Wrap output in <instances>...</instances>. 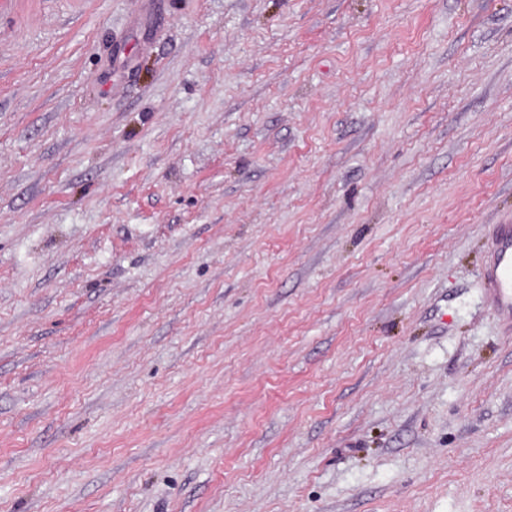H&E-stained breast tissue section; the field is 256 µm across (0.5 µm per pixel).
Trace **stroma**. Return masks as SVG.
I'll list each match as a JSON object with an SVG mask.
<instances>
[{"instance_id":"stroma-1","label":"stroma","mask_w":512,"mask_h":512,"mask_svg":"<svg viewBox=\"0 0 512 512\" xmlns=\"http://www.w3.org/2000/svg\"><path fill=\"white\" fill-rule=\"evenodd\" d=\"M512 0H0V512H512ZM482 281L487 305L512 332V224H497Z\"/></svg>"}]
</instances>
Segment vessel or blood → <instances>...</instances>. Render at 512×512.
I'll return each mask as SVG.
<instances>
[{
  "label": "vessel or blood",
  "instance_id": "1",
  "mask_svg": "<svg viewBox=\"0 0 512 512\" xmlns=\"http://www.w3.org/2000/svg\"><path fill=\"white\" fill-rule=\"evenodd\" d=\"M482 281L487 305L512 332V224L496 225Z\"/></svg>",
  "mask_w": 512,
  "mask_h": 512
}]
</instances>
